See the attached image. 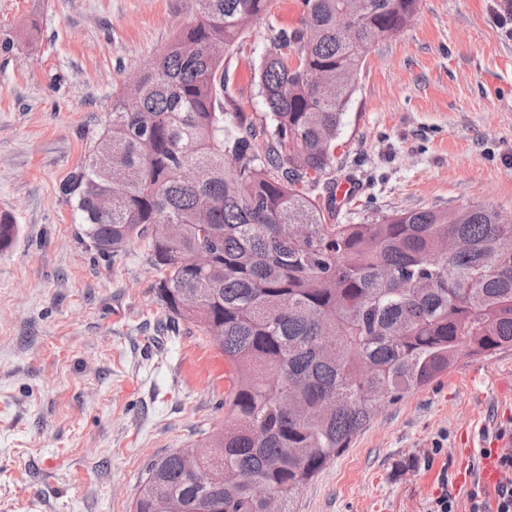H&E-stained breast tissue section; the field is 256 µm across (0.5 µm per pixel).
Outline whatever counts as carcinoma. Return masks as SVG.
<instances>
[{"label": "carcinoma", "mask_w": 512, "mask_h": 512, "mask_svg": "<svg viewBox=\"0 0 512 512\" xmlns=\"http://www.w3.org/2000/svg\"><path fill=\"white\" fill-rule=\"evenodd\" d=\"M188 18L134 84L60 186L102 256L144 243L172 323L220 336L231 368L229 426L200 448L150 461L132 512H266L262 482L295 512L296 497L351 447L385 399L454 368L462 355L512 349V223L475 204L420 208L364 224L336 222V138L354 94L345 74L367 52L343 44L354 0H301L253 67L262 134L224 111V59L274 0H183ZM364 41L413 18L418 0H363ZM326 69L332 85L312 76ZM193 167L192 183L181 170ZM112 197V210L97 202ZM154 224H178L169 243ZM300 224L304 234L289 226ZM19 225L0 214V251ZM448 238L468 247L440 252ZM211 253L210 267L191 257ZM199 305L182 311L177 296ZM219 468L223 480L203 471Z\"/></svg>", "instance_id": "obj_1"}]
</instances>
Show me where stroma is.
I'll return each instance as SVG.
<instances>
[{
  "label": "stroma",
  "instance_id": "stroma-1",
  "mask_svg": "<svg viewBox=\"0 0 512 512\" xmlns=\"http://www.w3.org/2000/svg\"><path fill=\"white\" fill-rule=\"evenodd\" d=\"M504 0H418L374 44L336 140L340 220L422 207L512 209V20ZM181 0H0V512H131L144 465L225 426L223 354L167 312L143 244L106 258L59 192L129 75L167 45ZM299 0L224 55V109L261 124L253 64ZM512 436V351L384 403L301 492L297 512H468L481 451Z\"/></svg>",
  "mask_w": 512,
  "mask_h": 512
}]
</instances>
